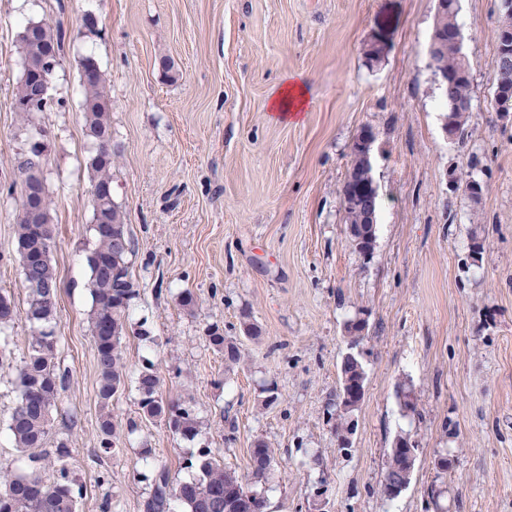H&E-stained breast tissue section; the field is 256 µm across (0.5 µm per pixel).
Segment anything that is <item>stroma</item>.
<instances>
[{
  "mask_svg": "<svg viewBox=\"0 0 512 512\" xmlns=\"http://www.w3.org/2000/svg\"><path fill=\"white\" fill-rule=\"evenodd\" d=\"M498 4L459 2L472 102L467 137L451 142L428 55L435 0H0V290L24 307L17 160L41 131L61 277L56 357L66 376L46 449L68 441L78 512H145L155 466L189 480L185 462L202 448L248 473L259 438L276 450L260 487L267 512H425L428 491L440 486L444 512H512V121L491 106ZM87 14L95 31L84 27ZM44 20L64 33L55 104L25 124L14 110L18 34ZM371 38L388 47L373 64L363 54ZM88 56L112 103L113 194L134 240L139 294L128 321L153 336L124 341L129 380L112 411L137 427L108 453L88 322L93 145L80 80ZM164 58L175 78L164 75ZM291 74L304 79L308 101L298 122L284 123L268 104ZM367 125L377 134L379 191L368 256L348 238L340 195L353 139ZM453 168L485 183L479 204L449 190ZM187 289L198 302L192 314L179 304ZM244 310L263 338L244 342V363L228 373L206 330L239 335ZM355 318L367 322V377L342 452L326 408L347 351L344 325ZM8 334L15 361L0 365V464L20 469L8 423L15 362L31 334L25 317ZM149 363L164 396L190 402L194 439L139 419L133 379ZM271 385L280 398L267 407ZM404 385L417 413L400 407ZM401 433L415 441L416 463L408 488L388 501L379 485ZM145 446L151 456L141 455Z\"/></svg>",
  "mask_w": 512,
  "mask_h": 512,
  "instance_id": "stroma-1",
  "label": "stroma"
}]
</instances>
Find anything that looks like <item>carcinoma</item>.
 Wrapping results in <instances>:
<instances>
[{"mask_svg": "<svg viewBox=\"0 0 512 512\" xmlns=\"http://www.w3.org/2000/svg\"><path fill=\"white\" fill-rule=\"evenodd\" d=\"M457 9L434 19L440 49L436 57L438 66L448 71V87L441 88L443 111L447 112L448 129L460 137L467 123L463 112L453 111L450 101L471 102V73L466 54L458 44L459 25ZM38 35L27 37L28 29L19 33V49L25 69L36 68L47 51L62 52L64 35L58 26L45 22L36 23ZM93 67L88 78H82L85 90L83 100L86 136L95 144V150L86 158L93 187L102 193L93 195L94 247L87 255L90 269L92 308L89 314L91 335L96 349L99 372L97 400L102 414L100 431L101 448L118 447L116 429L110 406L116 394L125 386L127 378L122 342L128 335L127 310L130 302L139 295L128 261L134 241L126 224L125 213L113 195V168L116 153L112 148V122L110 101L105 93L104 79L92 57L83 60L81 68ZM501 84V96L512 102V52L496 50V68L493 84ZM35 90L23 77L15 93V110L24 119L36 112H45L51 101H34ZM357 211L345 213V224L350 242L359 253L372 254L375 229L360 223ZM54 242V225L51 216V199L45 184H40L38 207L29 219L17 216L15 249L21 265H26L30 254L37 253L40 262L37 271L48 284L43 290H29L24 314L31 327L27 354L17 366L18 401L10 415L8 429L14 447L29 453L31 465L24 472L6 468L0 471V512H77V500L69 476L66 459L70 452L66 443L56 446L55 457L59 462L57 477L49 482L44 476L43 461L46 456L37 452L45 447L52 425V410L65 387V377L56 369L55 334L57 323V293L60 285L59 271L53 265L51 249L41 248L44 242ZM18 308L13 298L0 292V362L10 355L6 331L17 316ZM365 321L350 320L345 324L347 353L340 366V386L329 406L339 409L330 414L328 422L336 438H342L351 428L352 413L363 397L354 394L365 383L366 371L361 353L356 348L365 339ZM207 340L224 358V368L230 370L240 364L242 341L224 335V329L212 325L207 329ZM139 395L138 413L146 419L165 422L172 434L183 439H193L199 434V423L191 407L179 400L163 396L161 378L153 364L144 366L135 378ZM411 439L397 436L386 454V465L380 483L381 495L394 499L401 494L399 487L411 481L415 462L410 457ZM251 471L240 475L224 467L208 448H201L189 467L196 476L188 481L172 483L166 466L154 472L153 494L147 512H174V503L183 506L184 512H264V497L255 486L264 481L272 470L275 449L261 439L254 441L250 453Z\"/></svg>", "mask_w": 512, "mask_h": 512, "instance_id": "cac0c4a2", "label": "carcinoma"}]
</instances>
